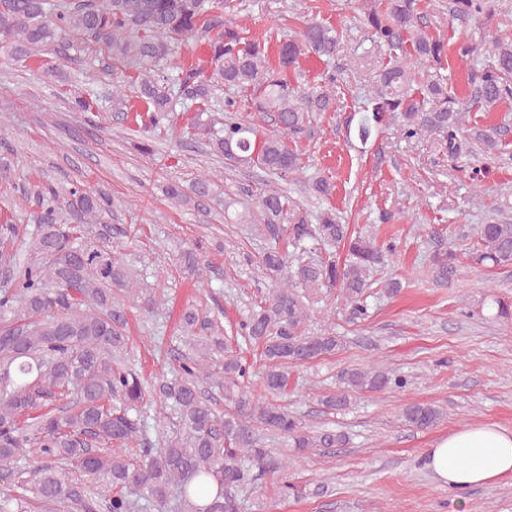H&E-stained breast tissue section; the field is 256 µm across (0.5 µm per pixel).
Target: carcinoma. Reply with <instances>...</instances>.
I'll return each mask as SVG.
<instances>
[{"mask_svg":"<svg viewBox=\"0 0 512 512\" xmlns=\"http://www.w3.org/2000/svg\"><path fill=\"white\" fill-rule=\"evenodd\" d=\"M499 0H449L450 15L462 22L490 18ZM363 23L390 49L389 60L372 82L356 130L361 144L382 132L390 119H401L408 139L438 137L450 155L458 154V138L466 113L485 111L512 101V31L503 29L484 44H469L470 89L461 98L448 93L447 77L436 73L418 79L420 67L442 69L448 45L430 36L421 24L420 0H362ZM204 45L202 62H190L179 46ZM0 41L9 45L11 59L20 61L35 50L70 59L74 43L93 45L99 52L138 69V97L145 104V125L164 131L169 113L180 100L207 105L213 91L227 87L247 96V105L274 113L276 129L261 131L251 120L236 116L241 101L224 99V122L217 130L192 123L185 133L203 136L213 152L233 167H257L276 180L296 179L304 168L302 153L289 146L311 135L315 112H327L336 73L324 75L321 86L292 85L280 72L294 66L300 55L336 53V32L305 20L299 30L277 46L278 67L269 65L266 45L248 39L244 27L219 0H0ZM486 157L502 149L498 128L476 134ZM222 192L215 175L200 174L185 187L171 183L168 197L181 206L197 204ZM27 194L37 204L32 237L17 224H0V470L11 471L20 459L37 454L36 494L45 512H134L133 488L147 493L166 512L171 487L186 512H237L235 493L253 479V467L267 455L255 426L288 439L298 452L335 448L347 443L342 431L306 427L274 401L261 404L242 381L249 366L234 354L218 323L187 308L180 322L196 338L195 353L179 360L178 378L155 388L173 402L183 436L157 434L149 448L142 406L146 386L129 364L127 317L116 292L135 296L138 277L116 255L114 246L87 240L89 225L110 211L112 202L88 192L79 182L62 191L40 182ZM288 195L268 185L258 206L273 237L287 233L295 245L313 239L329 248L345 249L343 261L332 256L288 268V256L269 247L260 267L277 286L241 323L240 336L261 345L266 363L262 385L275 397L288 386V366L304 365L335 355L343 339L327 331L302 332L306 306L300 288H340L353 316L367 312L370 275L380 262L373 240L355 235L330 208L311 226L301 219L288 223ZM482 245L477 263L512 266V223L490 222L478 227ZM455 254L437 253V277L448 278ZM186 269L199 275L208 263L196 248L182 253ZM224 391L233 410L221 415L200 384ZM341 391L326 399L339 410L349 405V393L381 392L405 386L404 379L385 368H347L338 375ZM404 422L427 429L440 411L411 403ZM104 473L105 485H86L70 476ZM216 483L210 494V482ZM27 488L17 483L0 494V512H30ZM209 502L200 505L199 498Z\"/></svg>","mask_w":512,"mask_h":512,"instance_id":"1","label":"carcinoma"}]
</instances>
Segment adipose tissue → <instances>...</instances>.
I'll return each mask as SVG.
<instances>
[{
    "instance_id": "obj_1",
    "label": "adipose tissue",
    "mask_w": 512,
    "mask_h": 512,
    "mask_svg": "<svg viewBox=\"0 0 512 512\" xmlns=\"http://www.w3.org/2000/svg\"><path fill=\"white\" fill-rule=\"evenodd\" d=\"M427 466L441 484L460 492L512 479V431L486 423L461 426L429 449Z\"/></svg>"
}]
</instances>
